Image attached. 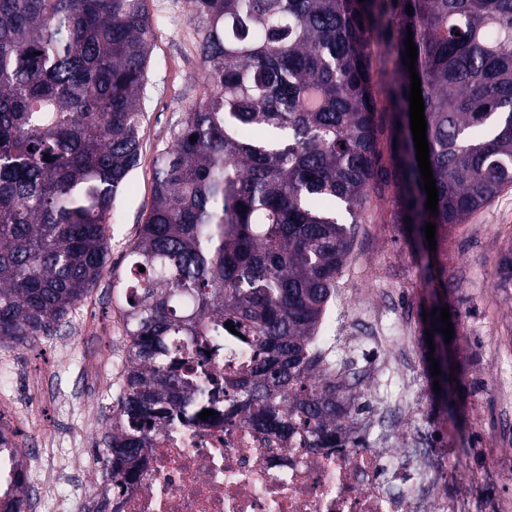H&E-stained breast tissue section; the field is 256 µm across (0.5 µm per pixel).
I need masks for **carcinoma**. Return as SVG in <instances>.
I'll return each mask as SVG.
<instances>
[{
    "label": "carcinoma",
    "mask_w": 512,
    "mask_h": 512,
    "mask_svg": "<svg viewBox=\"0 0 512 512\" xmlns=\"http://www.w3.org/2000/svg\"><path fill=\"white\" fill-rule=\"evenodd\" d=\"M193 3L204 90L154 158L151 208L112 279L127 368L102 441L106 470L128 482L152 430L226 388L248 426L336 447L360 407L317 332L356 225L392 191L423 252L426 223L465 224L512 187V0ZM409 30L435 213L404 135ZM373 34L394 59L387 85ZM153 41L147 0H0V345L36 348L100 282L142 153ZM252 127L266 136L241 135ZM497 273L512 286V246ZM227 322L254 359L223 377L193 352ZM14 448L1 429L15 479L0 512L26 503Z\"/></svg>",
    "instance_id": "carcinoma-1"
}]
</instances>
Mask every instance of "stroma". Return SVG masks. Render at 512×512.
I'll return each mask as SVG.
<instances>
[{
    "label": "stroma",
    "instance_id": "1",
    "mask_svg": "<svg viewBox=\"0 0 512 512\" xmlns=\"http://www.w3.org/2000/svg\"><path fill=\"white\" fill-rule=\"evenodd\" d=\"M155 32L147 87L143 151L114 203L109 272L73 311L66 323L34 350L0 347V398H13L17 411L27 412L37 428L24 430L22 447H41L45 435L57 438L55 470L62 474L61 499L81 489L79 512H92L100 488L94 474L75 468L80 457L100 458L105 423L112 415L116 387L103 382L88 392L80 371L97 327L123 326L122 309L112 293V279L124 274L127 254L152 203L153 162L167 146L171 128L185 108L202 93L204 66L191 44L194 21L192 0H148ZM401 202L387 195L374 223L356 227L352 253L339 275L337 287L346 290L353 313L362 318L384 314L404 325L403 354L419 360V397L399 385L389 393L400 404L404 430L425 418L438 447L454 449L448 477L458 493L462 512H486L491 493L512 488V473L491 470L487 461L512 451V434L500 428L512 417V402H503L490 386L493 378H512V353L501 352L495 338L512 332V290L494 285L499 256L512 244V189L501 192L468 223L452 227L433 254L416 253L399 221ZM433 262L454 286L448 306L460 310L465 329L450 341L449 363L454 368L450 388L466 416L463 438L449 436V421L432 410L426 324L422 313L435 299L434 283L423 280L418 267Z\"/></svg>",
    "mask_w": 512,
    "mask_h": 512
}]
</instances>
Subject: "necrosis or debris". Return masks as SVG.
Here are the masks:
<instances>
[{
	"mask_svg": "<svg viewBox=\"0 0 512 512\" xmlns=\"http://www.w3.org/2000/svg\"><path fill=\"white\" fill-rule=\"evenodd\" d=\"M391 367L418 390L414 366L397 360L386 338L382 357L359 376L371 410L340 448L267 439L224 394L207 419L152 433L137 481L112 496V512H460L445 488L452 453L426 447L422 431L401 433L394 404L375 388Z\"/></svg>",
	"mask_w": 512,
	"mask_h": 512,
	"instance_id": "1",
	"label": "necrosis or debris"
}]
</instances>
